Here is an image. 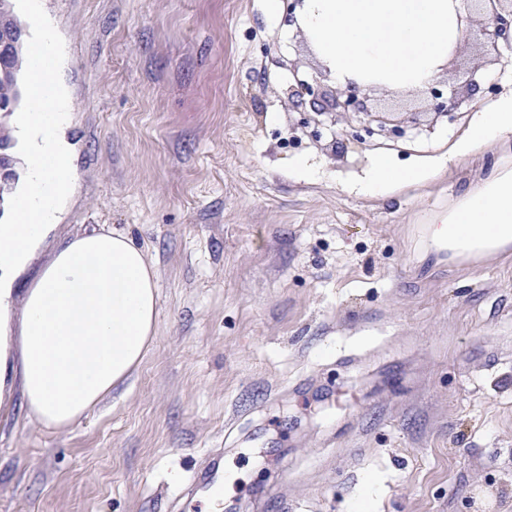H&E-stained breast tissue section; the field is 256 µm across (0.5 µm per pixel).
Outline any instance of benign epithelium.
<instances>
[{
    "mask_svg": "<svg viewBox=\"0 0 512 512\" xmlns=\"http://www.w3.org/2000/svg\"><path fill=\"white\" fill-rule=\"evenodd\" d=\"M489 4L486 21L481 26L480 35L490 44L495 45L499 40H512V8L506 10L500 7L504 0H483ZM27 29L23 25H16L5 31L0 28V66L18 59ZM428 92L433 100L434 114L438 117L448 115V100L443 90L432 84ZM288 98L293 100L296 108L308 113L303 125L313 126L310 135L313 139H320L319 127L325 125V118L338 112H353L363 115L362 129L370 138L377 137L382 140H396L406 134L405 126L393 122L385 112L369 108L367 96L362 93L359 86L354 83L329 98L315 92L312 85L300 78H295V84L288 88Z\"/></svg>",
    "mask_w": 512,
    "mask_h": 512,
    "instance_id": "benign-epithelium-1",
    "label": "benign epithelium"
}]
</instances>
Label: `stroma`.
<instances>
[{
    "label": "stroma",
    "instance_id": "stroma-1",
    "mask_svg": "<svg viewBox=\"0 0 512 512\" xmlns=\"http://www.w3.org/2000/svg\"><path fill=\"white\" fill-rule=\"evenodd\" d=\"M65 106L73 190L39 254L98 227L157 275L156 336L133 376L71 428L0 412V512H512V259L418 258L410 235L486 156L456 145L512 92V44L487 50L476 0L427 91L368 92L415 118L391 147L355 115L319 140L288 102L293 74L335 77L287 4L37 0ZM479 92H472V84ZM382 156L427 167L368 187Z\"/></svg>",
    "mask_w": 512,
    "mask_h": 512
}]
</instances>
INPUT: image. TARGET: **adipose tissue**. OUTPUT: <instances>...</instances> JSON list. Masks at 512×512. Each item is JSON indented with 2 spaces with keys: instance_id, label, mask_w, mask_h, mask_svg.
Returning a JSON list of instances; mask_svg holds the SVG:
<instances>
[{
  "instance_id": "ef3b65f1",
  "label": "adipose tissue",
  "mask_w": 512,
  "mask_h": 512,
  "mask_svg": "<svg viewBox=\"0 0 512 512\" xmlns=\"http://www.w3.org/2000/svg\"><path fill=\"white\" fill-rule=\"evenodd\" d=\"M462 0H304L300 24L340 84L406 91L428 86L464 39ZM16 156L27 167L0 224V404L19 396L25 418L49 430L79 422L129 380L156 333V272L127 234L91 230L59 245L25 287L19 275L54 231L43 183L62 201L69 146L14 113ZM487 149L486 171L415 235L421 257L477 266L512 257V95L474 113L457 149ZM53 159L51 172L38 166Z\"/></svg>"
}]
</instances>
